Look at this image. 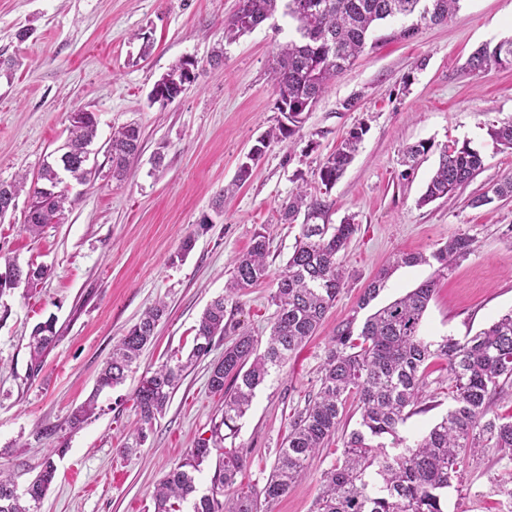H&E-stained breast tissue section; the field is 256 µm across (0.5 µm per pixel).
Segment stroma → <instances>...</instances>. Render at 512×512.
<instances>
[{
  "mask_svg": "<svg viewBox=\"0 0 512 512\" xmlns=\"http://www.w3.org/2000/svg\"><path fill=\"white\" fill-rule=\"evenodd\" d=\"M236 0H0V182L36 178L46 156L64 142L67 115L83 108L97 118L95 161L101 177L74 187L73 203L38 237L23 230L26 196L0 220V267L14 261L48 266L38 288L0 295V468L18 489L34 477L47 449L67 442L57 476L38 512H153L163 475L219 420L222 394L208 387L216 343L183 379L146 443L125 455L136 422L130 397L147 369L190 350L207 304L227 296L226 316L259 339L270 333L272 283L226 294L234 260L254 232H270L268 262L279 273L301 232L279 210L297 186L326 206L325 223L355 224L343 258L346 283L318 334L272 372L256 391L226 448L244 449L243 482L264 485L294 409L318 390L320 366L337 324L357 306L381 270L389 277L370 304L378 309L434 277L427 265H395L397 254L430 252L465 234L476 249L443 277L422 331L463 338L512 311V197L474 208L471 198L512 176V149L491 132L512 123V67L466 71L477 47L512 37V0H462L447 22L421 26L363 54L332 80L291 142L270 146L250 177L237 182L246 154L279 114L269 63L294 27L275 15L236 42L225 43L224 20ZM153 48L141 53L142 37ZM221 66H213L216 50ZM196 62L194 80L173 103L148 95L179 59ZM355 108H347V101ZM134 122L142 147L128 178H107L112 131ZM364 128L359 151L342 178L325 188L319 167L345 134ZM432 149L413 171L402 152ZM468 143L485 169L453 202L419 199L440 149ZM195 245L179 250L187 237ZM164 300L167 313L124 384L96 391L113 343L142 312ZM55 316L60 340L29 378L32 327ZM97 414L70 431L64 423L89 396ZM57 434H48L51 426ZM342 451L315 457L308 475L268 512H311L321 472ZM512 480V460L492 449L479 455L447 512H512L491 495Z\"/></svg>",
  "mask_w": 512,
  "mask_h": 512,
  "instance_id": "1",
  "label": "stroma"
}]
</instances>
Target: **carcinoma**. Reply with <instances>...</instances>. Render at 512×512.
<instances>
[{
  "label": "carcinoma",
  "instance_id": "1",
  "mask_svg": "<svg viewBox=\"0 0 512 512\" xmlns=\"http://www.w3.org/2000/svg\"><path fill=\"white\" fill-rule=\"evenodd\" d=\"M283 3L284 14L296 22L297 37L280 46L271 68L277 92V125L261 136L263 149L246 157L237 180H246L252 163L273 144L297 134L304 114L311 111L330 81L364 53L368 43L394 38L410 39L427 23L448 19L460 0H238L236 10L224 19V40L233 42L269 19ZM415 22L389 29L397 20ZM187 61L181 59L158 83L181 82ZM473 72L512 67V39L495 46L484 44L468 58ZM365 130L349 131L319 168L321 183L333 187L352 162ZM96 136L95 115L68 126L67 139L59 155L42 165L39 184L26 186V176L0 183V217L27 191L30 212L24 230L40 234L70 200L72 183L83 185L96 177V166L88 165ZM141 128L130 123L112 131L110 161L112 178L127 176L131 159L140 150ZM432 145L420 142L404 151V165L413 166L429 153ZM485 168L483 156L467 143L454 142L440 149L438 167L427 184L421 202L453 200L458 188ZM486 193L470 199L473 208L496 198L512 197V177ZM318 219L325 205L308 199L300 186L280 207V220L294 222L301 211ZM356 231L349 221L341 224L302 225L292 254L276 278L270 295L274 320L265 349L258 339L224 322L226 297L213 300L202 313L186 357L166 361L141 375L133 393V407L140 426L130 434V452L147 440L146 428L163 413L184 374L213 349L215 339L233 335L224 354L210 370L208 387L224 394L221 419L211 437L189 449L155 487L153 512H179L182 503L193 500V512H261L262 503L277 500L304 477L311 459L328 447L338 433L349 400L357 402V428L344 435L342 452L320 476V487L311 512H446L448 488L462 484L475 457L495 448L512 459V412L502 413L496 401L512 386V311L500 316L471 336L435 339L422 332V323L432 299L435 277L445 274L460 259L475 250L476 240L467 235L448 239L431 251L406 253L397 262L414 266L437 264L435 276L421 282L403 297L369 314L355 326L351 317L336 326L320 369L316 395L289 422L288 434L277 449L274 464L263 487L237 480L245 467L243 452L228 450L216 463L208 494L195 497L196 473L212 452L236 435L237 422L249 410L255 390L270 375L283 368L290 353L315 335L327 311L344 288L342 258ZM270 237L266 228L257 231L249 249L238 257L228 292L257 284L270 277L267 257ZM49 275L44 265H29L19 277L0 281V293L25 284L35 288ZM388 270L378 273L364 288L357 307H368L384 287ZM162 301L148 307L112 347V355L100 371L95 394L70 415L71 429L81 427L96 410V394L122 384L132 365L152 342L165 312ZM60 340L56 320L49 317L36 324L29 336V375L37 376L46 354ZM446 363L452 406L424 434L410 441L401 434L413 415L432 409L425 403L429 386L427 367L431 360ZM65 452V443L45 457L23 493H18L11 475L0 470V512H37L55 481L53 456Z\"/></svg>",
  "mask_w": 512,
  "mask_h": 512
}]
</instances>
